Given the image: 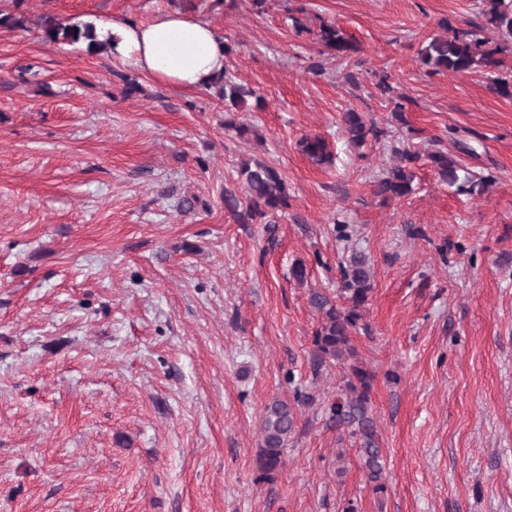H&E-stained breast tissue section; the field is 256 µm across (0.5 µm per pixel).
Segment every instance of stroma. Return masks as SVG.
<instances>
[{"mask_svg":"<svg viewBox=\"0 0 512 512\" xmlns=\"http://www.w3.org/2000/svg\"><path fill=\"white\" fill-rule=\"evenodd\" d=\"M482 9L0 0V512H512V37ZM170 11L223 36L228 72L262 98L234 115L257 137L225 127L214 87L42 37L48 17ZM324 24L350 57L320 42ZM456 31L502 47L503 67L428 72L424 43ZM350 110L370 129L358 148ZM305 137L334 165L303 155ZM397 146L419 155L414 191L385 201L373 182ZM439 148L491 176L486 192L441 182ZM255 160L283 176L289 206L239 224L224 191ZM354 248L373 272L352 343L375 374L381 496L326 417L343 367L312 360L308 294L337 293ZM298 393L313 401L295 408L286 463L257 481L264 408ZM320 40L327 48L335 51L338 58L346 56L348 52L355 50V46L345 37L342 30L335 25H322ZM300 151L306 154L316 164H331L332 153L328 150L326 143L318 138H305L299 142Z\"/></svg>","mask_w":512,"mask_h":512,"instance_id":"obj_1","label":"stroma"}]
</instances>
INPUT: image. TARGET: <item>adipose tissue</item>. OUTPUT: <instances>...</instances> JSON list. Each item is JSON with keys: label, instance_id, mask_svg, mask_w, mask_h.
<instances>
[{"label": "adipose tissue", "instance_id": "ef3b65f1", "mask_svg": "<svg viewBox=\"0 0 512 512\" xmlns=\"http://www.w3.org/2000/svg\"><path fill=\"white\" fill-rule=\"evenodd\" d=\"M114 58L157 80L200 88L224 73L228 49L206 21L179 12L99 31Z\"/></svg>", "mask_w": 512, "mask_h": 512}]
</instances>
